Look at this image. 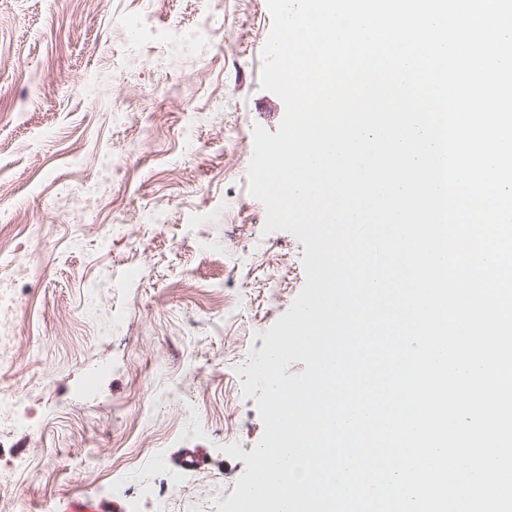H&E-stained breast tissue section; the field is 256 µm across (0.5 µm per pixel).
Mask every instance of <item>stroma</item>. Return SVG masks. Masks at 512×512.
<instances>
[{"label": "stroma", "mask_w": 512, "mask_h": 512, "mask_svg": "<svg viewBox=\"0 0 512 512\" xmlns=\"http://www.w3.org/2000/svg\"><path fill=\"white\" fill-rule=\"evenodd\" d=\"M159 33L208 20L210 37L177 56L131 41L128 16ZM273 19L266 0H0V233L38 222L40 278L20 277L16 236L0 276H18L20 307L0 342L22 422L0 428V512H56L61 501L126 498L97 489L119 465L148 488L141 512H197L226 501L264 426L238 369L305 283L304 246L265 232L248 192L253 128L276 132L282 100L260 84ZM196 120L193 148L182 131ZM112 172L109 205L71 223L61 183ZM158 210L161 226L144 223ZM214 216L195 223L196 214ZM224 242L208 252V240ZM279 263L276 298L265 283ZM178 279L192 288L175 287ZM97 399L79 394L96 367Z\"/></svg>", "instance_id": "35a3bbf8"}]
</instances>
